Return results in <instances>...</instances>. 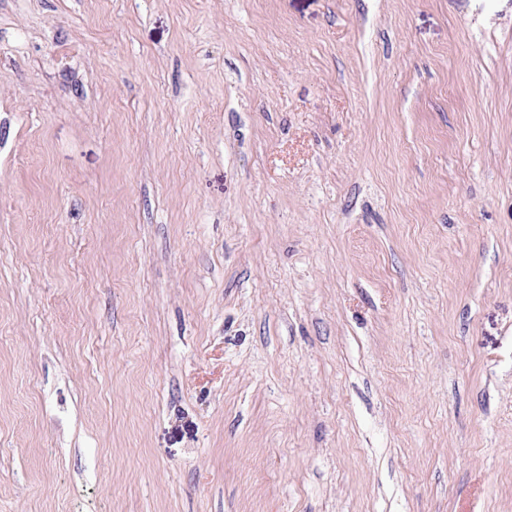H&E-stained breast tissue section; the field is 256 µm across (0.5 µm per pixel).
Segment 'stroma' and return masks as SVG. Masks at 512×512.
<instances>
[{"label":"stroma","mask_w":512,"mask_h":512,"mask_svg":"<svg viewBox=\"0 0 512 512\" xmlns=\"http://www.w3.org/2000/svg\"><path fill=\"white\" fill-rule=\"evenodd\" d=\"M0 512H512V0H0Z\"/></svg>","instance_id":"stroma-1"}]
</instances>
